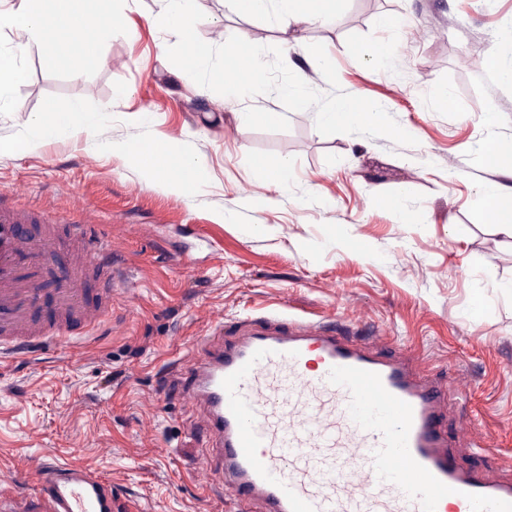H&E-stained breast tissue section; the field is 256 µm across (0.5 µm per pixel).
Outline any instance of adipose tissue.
<instances>
[{
  "label": "adipose tissue",
  "instance_id": "obj_1",
  "mask_svg": "<svg viewBox=\"0 0 512 512\" xmlns=\"http://www.w3.org/2000/svg\"><path fill=\"white\" fill-rule=\"evenodd\" d=\"M101 0H78V8L59 9V0H20L17 10L7 18L22 38L37 40L48 46L49 64L64 68L73 61L92 66L101 65L102 56L95 48H87L80 57L67 55L66 47L74 36L83 30L93 29L104 33L112 27V17L101 12ZM232 8L252 15L274 14L275 18L288 19L300 24L323 14L338 11L344 0H228ZM160 5L154 20L167 28L175 37V45L181 53L198 63L209 61L215 44L222 41L224 32L215 29L210 40L199 41L194 36L197 23V0H158ZM264 66L259 51L247 38L238 39L230 58L218 77L225 95L240 96L262 81ZM86 106L72 102L67 111L58 113L48 109L34 117L26 134L12 146L14 152L23 153L46 140H63L77 130L91 132L86 124Z\"/></svg>",
  "mask_w": 512,
  "mask_h": 512
}]
</instances>
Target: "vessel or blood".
<instances>
[{
    "mask_svg": "<svg viewBox=\"0 0 512 512\" xmlns=\"http://www.w3.org/2000/svg\"><path fill=\"white\" fill-rule=\"evenodd\" d=\"M0 194V351L80 336L112 317L125 281L111 241ZM61 250L65 267L50 256ZM206 409L219 482L263 512H512V478L461 468L462 445L494 449L481 426L439 425L446 395L413 356L386 358L319 321L266 317L228 341L223 324L185 368ZM34 495L0 512H116L111 481L42 460Z\"/></svg>",
    "mask_w": 512,
    "mask_h": 512,
    "instance_id": "vessel-or-blood-1",
    "label": "vessel or blood"
}]
</instances>
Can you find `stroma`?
I'll use <instances>...</instances> for the list:
<instances>
[{
	"mask_svg": "<svg viewBox=\"0 0 512 512\" xmlns=\"http://www.w3.org/2000/svg\"><path fill=\"white\" fill-rule=\"evenodd\" d=\"M106 7L103 65L57 69L30 43L18 109L0 112V192L54 216H74L77 198L95 206L127 285L81 351L61 341L0 360V490L35 492L39 463L56 458L111 481L124 512H239L203 457L209 437L180 370L216 320L262 316L332 318L419 355L447 394L449 428L472 421L497 443L492 456L460 449L461 466L512 475V245L493 230L512 199L492 207L480 193L512 186V164L489 150L512 144V85L494 69L512 62L500 38L512 0H346L285 32L198 0L196 39L226 34L206 67L170 51L155 0ZM241 35L265 81L226 101L200 93ZM383 45L386 67L373 60ZM298 81L306 100L288 95ZM349 99L383 103L382 120L320 124ZM76 100L92 135L11 151L32 114ZM169 139L203 160L185 195L123 153ZM260 157L287 160L288 180L261 176ZM63 180L76 198L58 193Z\"/></svg>",
	"mask_w": 512,
	"mask_h": 512,
	"instance_id": "obj_1",
	"label": "stroma"
}]
</instances>
